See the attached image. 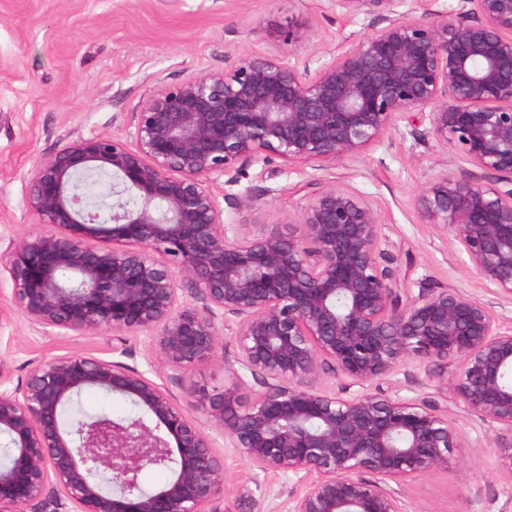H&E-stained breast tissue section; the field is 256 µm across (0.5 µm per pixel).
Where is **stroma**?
Listing matches in <instances>:
<instances>
[{"mask_svg":"<svg viewBox=\"0 0 512 512\" xmlns=\"http://www.w3.org/2000/svg\"><path fill=\"white\" fill-rule=\"evenodd\" d=\"M306 30L300 48L285 42L289 26ZM382 13L354 18L334 0H0V258L35 231L27 203L30 170L65 143L95 135L127 136L139 103L157 88L202 70H223L246 52L310 54L346 48L385 27ZM433 136L428 122L400 120L380 146L354 160L321 167L260 162L225 174V209L251 194L259 209L247 222L298 220L313 184H333L369 199L382 217L385 263L413 288H459L512 321V302L480 281L450 232L426 223L415 198L434 173L467 171ZM0 330V358L11 383L40 361L86 353L112 359V334L72 336L32 328L19 312ZM224 357L179 372L161 370L164 385L197 419L210 396L234 382ZM73 412L120 420L143 411L116 393L90 388ZM448 417L464 445L444 470L422 474L403 488L408 512H512V437L498 436L456 403ZM224 459V512H288L293 497L312 483L253 469L216 441Z\"/></svg>","mask_w":512,"mask_h":512,"instance_id":"35a3bbf8","label":"stroma"}]
</instances>
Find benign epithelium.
I'll use <instances>...</instances> for the list:
<instances>
[{
  "label": "benign epithelium",
  "instance_id": "obj_1",
  "mask_svg": "<svg viewBox=\"0 0 512 512\" xmlns=\"http://www.w3.org/2000/svg\"><path fill=\"white\" fill-rule=\"evenodd\" d=\"M347 16L388 25L310 57L246 53L222 71L162 86L135 113L130 139L95 135L37 161L28 206L42 229L13 244L8 308L35 328L75 336L149 332V368L181 371L219 357L224 328L236 382L193 419L144 371L71 353L0 390V512H223L224 460L210 431L253 469L315 474L289 512H407L402 485L448 467L461 447L448 407L419 396H341L339 372L383 381L417 358L468 415L512 433V324L457 288H421L381 259V217L367 198L325 185L300 219L226 221L216 188L235 167L278 159L318 166L382 143L405 116L484 178L439 172L416 197L451 229L475 275L512 300V0H456L416 17L405 0H334ZM109 180L106 209L79 192ZM194 286L200 305L182 301ZM460 373L448 377V358ZM251 377L259 390L244 398ZM87 388L119 393L153 416L60 421ZM171 481L145 490L140 474ZM369 473L375 480H368ZM373 384L372 386L368 384L365 387H362L360 385L352 384V381L346 377H344L341 374H336L330 372L329 374H325L323 378L320 381V386L328 391L336 392L341 394L342 396H348L351 394L363 392L366 389L373 392L374 388Z\"/></svg>",
  "mask_w": 512,
  "mask_h": 512
}]
</instances>
